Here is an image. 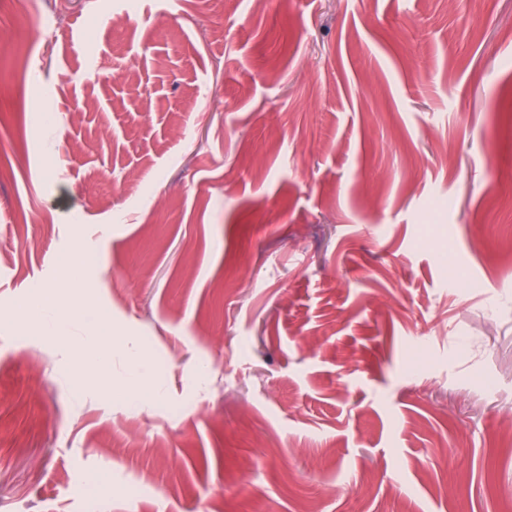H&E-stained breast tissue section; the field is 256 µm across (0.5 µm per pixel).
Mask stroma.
I'll list each match as a JSON object with an SVG mask.
<instances>
[{"mask_svg": "<svg viewBox=\"0 0 512 512\" xmlns=\"http://www.w3.org/2000/svg\"><path fill=\"white\" fill-rule=\"evenodd\" d=\"M0 30V512H512V0ZM35 282L164 395L77 388Z\"/></svg>", "mask_w": 512, "mask_h": 512, "instance_id": "stroma-1", "label": "stroma"}]
</instances>
